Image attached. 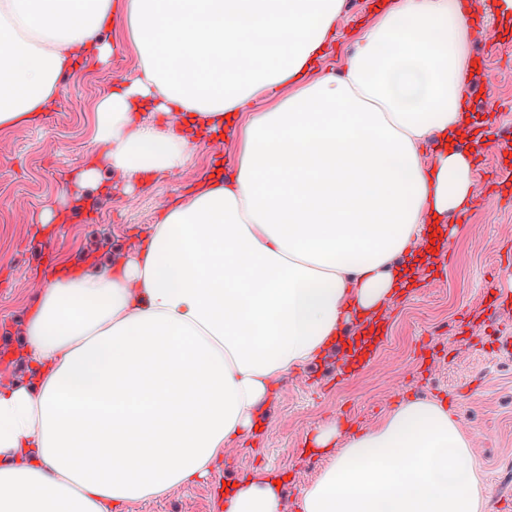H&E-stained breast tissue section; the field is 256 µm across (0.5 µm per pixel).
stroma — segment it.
Returning a JSON list of instances; mask_svg holds the SVG:
<instances>
[{
	"instance_id": "1",
	"label": "stroma",
	"mask_w": 512,
	"mask_h": 512,
	"mask_svg": "<svg viewBox=\"0 0 512 512\" xmlns=\"http://www.w3.org/2000/svg\"><path fill=\"white\" fill-rule=\"evenodd\" d=\"M376 0H344L343 18L326 64L342 58ZM107 60L89 56L58 77L52 109L29 123L0 128V384L26 383L14 353L41 292L42 252L59 266L86 272L129 254L160 212L215 170L233 166L236 135L203 141L185 165L131 184L109 169L93 184L77 176L94 156L96 112L113 83L135 73L136 48L123 19L104 28ZM471 55L477 64L468 104L492 101L488 128L475 153L477 200L428 263L417 284L381 315L357 371L331 353L288 374L261 410L259 433L243 437L202 479L159 501L126 503L121 512H213L217 482L269 472L281 476L283 512H298L299 491L330 458L305 453L318 427L366 429L408 396L447 402L465 432L478 436L475 461L487 490L485 512H512V306L490 305L512 294V190L497 188L500 152L512 146V20L482 0Z\"/></svg>"
}]
</instances>
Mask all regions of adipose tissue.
Instances as JSON below:
<instances>
[{"instance_id":"ef3b65f1","label":"adipose tissue","mask_w":512,"mask_h":512,"mask_svg":"<svg viewBox=\"0 0 512 512\" xmlns=\"http://www.w3.org/2000/svg\"><path fill=\"white\" fill-rule=\"evenodd\" d=\"M343 0H0V127L53 104L61 72L138 54L97 109L100 168L175 171L195 137L237 131L216 172L128 259L50 280L29 311L26 386L0 387V512H112L206 476L280 381L347 344L401 294L476 187L467 104L473 0H383L341 66L317 70ZM274 105L234 117L258 95ZM162 113L144 122V109ZM434 143L425 155V143ZM477 438L408 398L374 427L317 429L329 465L301 512H484ZM224 512H281L245 477Z\"/></svg>"}]
</instances>
